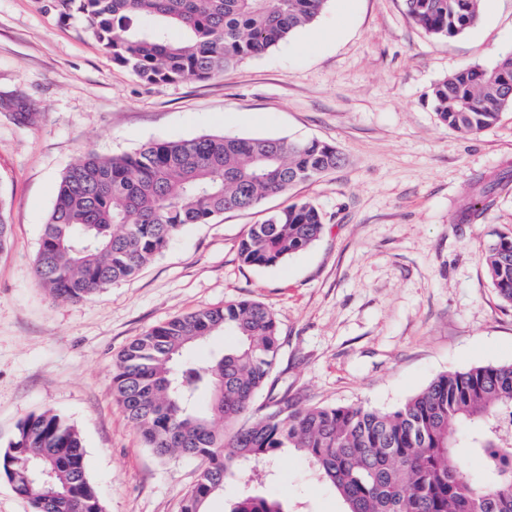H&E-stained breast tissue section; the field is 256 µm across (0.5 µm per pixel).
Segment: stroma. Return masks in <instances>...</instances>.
<instances>
[{
    "instance_id": "stroma-1",
    "label": "stroma",
    "mask_w": 512,
    "mask_h": 512,
    "mask_svg": "<svg viewBox=\"0 0 512 512\" xmlns=\"http://www.w3.org/2000/svg\"><path fill=\"white\" fill-rule=\"evenodd\" d=\"M512 53V0H481L478 20L432 38L403 0H328L309 26L222 76L147 84L41 0H0V197L13 242L0 255V448L27 416L79 430L105 512H181L200 463L145 448L112 395L122 350L176 316L243 298L280 328L277 393L317 405L391 410L436 376L512 363V304L487 274L489 243L512 234V107L476 136L440 122L428 94L468 65ZM228 133L318 139L339 167L209 224L186 226L134 278L79 302L54 299L34 267L59 181L80 155L131 154L157 140ZM322 211L310 248L271 268L238 244L271 211ZM482 201L478 220L462 221ZM267 492L289 512H343L337 492L283 454Z\"/></svg>"
}]
</instances>
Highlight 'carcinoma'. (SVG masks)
<instances>
[{
	"label": "carcinoma",
	"instance_id": "obj_1",
	"mask_svg": "<svg viewBox=\"0 0 512 512\" xmlns=\"http://www.w3.org/2000/svg\"><path fill=\"white\" fill-rule=\"evenodd\" d=\"M327 0H45L62 19L82 16L85 31L118 66L147 83L206 80L262 56L311 24ZM407 14L429 35L453 38L479 18L481 0H404ZM151 17L157 27L140 29ZM430 99L439 120L464 136L493 128L512 107V54L490 68L465 66L435 84ZM335 146L311 140L209 134L153 141L133 154L88 153L62 175L43 225L35 280L52 297L77 301L134 277L162 254L185 226L208 224L249 209L336 168ZM321 211L300 201L270 212L238 245L250 266L276 267L322 234ZM12 245L0 198V254ZM487 273L512 303V235L489 244ZM232 346L206 365L182 358L186 348L216 333ZM280 330L262 303L241 299L158 324L135 339L112 373V393L144 445L166 458L194 449L199 479L182 512H204L230 482L243 492L229 512H286L250 485L263 468L291 450L332 486L345 512H512V363L448 371L392 410L366 405L281 403L253 408L271 385ZM212 395L209 408L199 397ZM484 455L482 478L459 464L460 451ZM78 429L60 414L25 418L0 472L32 512H104L84 464ZM36 464L52 472L26 477Z\"/></svg>",
	"mask_w": 512,
	"mask_h": 512
}]
</instances>
